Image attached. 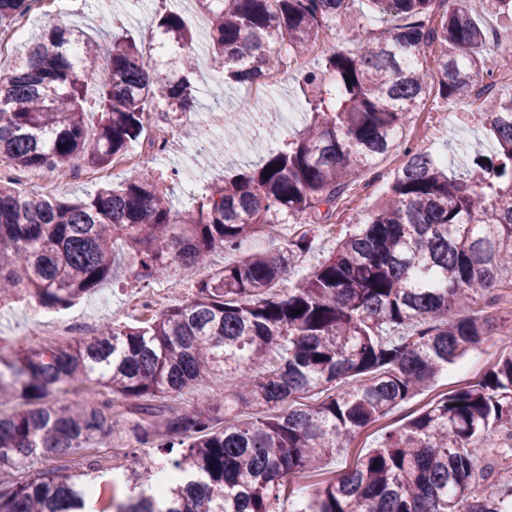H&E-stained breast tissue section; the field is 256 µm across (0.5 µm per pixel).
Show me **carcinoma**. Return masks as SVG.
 <instances>
[{"mask_svg": "<svg viewBox=\"0 0 512 512\" xmlns=\"http://www.w3.org/2000/svg\"><path fill=\"white\" fill-rule=\"evenodd\" d=\"M35 2L0 0V30ZM197 2L225 78L252 82L256 63L269 73L307 51L347 0ZM368 2L399 24L303 71L312 115L303 130L183 212L133 169L74 200L25 194L16 175L112 166L150 108L170 122L190 110L196 58L184 56L181 76L159 86L134 38L111 35L107 46L55 26L0 75V305L70 307L112 277L118 244L136 279L157 280L331 205L434 89L477 104L496 145L459 176L407 149L387 199L285 295L272 289L309 249L304 235L286 255L210 269L189 301L137 323L63 345L7 353L0 344V512H284L292 481L314 476L491 335L470 299L512 276V86L497 85L486 31L460 0ZM154 22L175 46L192 41L180 14ZM433 45L440 55L429 60ZM238 138L194 130L220 150ZM216 372L224 396L179 410L162 403ZM69 393L78 399L58 398ZM15 399L32 407L2 410ZM241 406L258 415L232 418ZM490 432L512 454V355L383 429L293 512H512V485L482 474L475 454ZM105 445L130 464L104 466ZM79 451L78 467L56 464Z\"/></svg>", "mask_w": 512, "mask_h": 512, "instance_id": "1", "label": "carcinoma"}]
</instances>
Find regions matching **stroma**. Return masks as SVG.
Wrapping results in <instances>:
<instances>
[{"mask_svg":"<svg viewBox=\"0 0 512 512\" xmlns=\"http://www.w3.org/2000/svg\"><path fill=\"white\" fill-rule=\"evenodd\" d=\"M168 10L182 14L190 27L194 39L188 50L199 62L200 75L196 80L195 103L191 111L183 115V123L203 127L211 114L221 112L238 115L247 86L215 79L214 74L220 65L208 52V21L196 10L195 0H112V8L105 14L100 13L96 0H62L54 15L47 17L37 13L31 16L27 32L17 47L25 49L34 37L56 25L81 26L93 38L111 30L124 31L146 50V69L154 77L162 79L172 72L169 56L165 53L153 56L149 50L154 40L161 36L154 18ZM394 23L393 17L374 13L367 0H350L347 9L336 22L320 31L318 37L326 41L328 50H353L357 47V36L362 29L378 33L393 27ZM319 57V52L313 50L298 57L289 66L282 82L271 87L268 92L262 110L265 120L279 127L277 146H284L309 119L299 82L300 72L313 66ZM286 100L292 104V112L288 115L282 111V103ZM462 141L486 151L494 147L486 124L479 115L472 113L469 104L452 103L437 95H429L403 129L398 147L378 159L372 169L360 172L346 194L337 200L335 207L320 206L319 210L311 212L303 220L280 225L276 232L258 236V249L271 252L287 251L291 243L303 235L312 241L309 251L295 256L286 277L276 285V293L283 295L288 289L294 288L329 255L340 236L349 233L353 224L383 200L404 161L405 148L414 147L436 156H445ZM261 158V153L245 142L238 143L237 147L224 154L216 155L196 151L192 141L186 139L168 157L144 159L139 167L143 173L152 175L161 189L166 190L174 209L182 210L195 205L212 183L221 181L224 176L239 169L258 165ZM189 167L205 173L204 178L192 187L185 186L178 178L179 171ZM124 177L125 172L121 169H107L101 180L82 175L77 170L65 179L47 178L40 184L23 179L18 187L26 193H49L73 199L94 191L100 181L116 184ZM204 274L205 270L201 267H177L144 289L131 276L127 266L120 265L114 269L111 281L66 309L65 314L97 326L105 323L132 324L150 313L190 299L195 283ZM147 290L156 296L154 304L149 308L139 301ZM472 309L491 323L492 339L481 349L468 352L433 387L384 418L383 426H400L439 395L481 378L486 368L512 354V346L505 343L506 338L512 336V288L501 287L491 294L475 297ZM29 313L30 305L24 301L0 307V339L5 344L14 348L40 344V337L28 333Z\"/></svg>","mask_w":512,"mask_h":512,"instance_id":"stroma-1","label":"stroma"}]
</instances>
